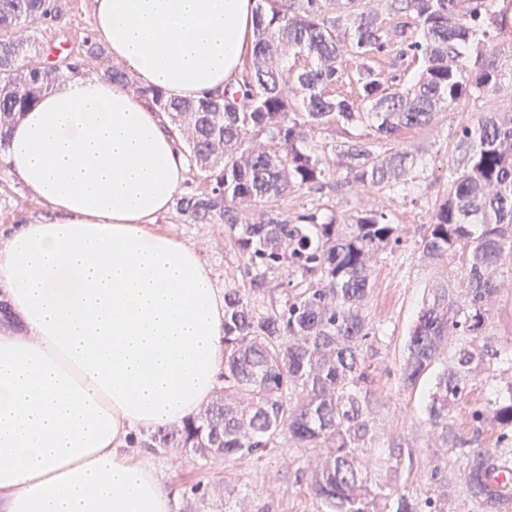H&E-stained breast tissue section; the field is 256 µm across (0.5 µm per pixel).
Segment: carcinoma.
<instances>
[{"label":"carcinoma","instance_id":"carcinoma-1","mask_svg":"<svg viewBox=\"0 0 512 512\" xmlns=\"http://www.w3.org/2000/svg\"><path fill=\"white\" fill-rule=\"evenodd\" d=\"M57 12L51 0H0V156L8 131L85 60L107 59L90 36L61 60L40 39ZM254 41L239 90L200 101L143 88L126 69L104 68L112 83L165 113L186 144L200 192L175 198L186 224H222L240 254L253 294L269 291L267 273L288 265L312 287L281 307H261L237 288L224 291V390L182 424L132 437L140 448H182L215 463L291 444L322 448L303 461L317 512H448V480L433 468V492L397 486L405 458L400 439L381 441V398L366 362L374 325L365 314L373 258L399 242L392 213L376 203L323 217L321 206L290 218L266 206L293 192L408 190L418 154L404 132L430 125L463 102L491 101L512 86L500 35L512 32V0H256ZM406 22L389 31L386 18ZM420 62L415 81L383 75L384 55ZM308 64L287 66L290 56ZM350 69L354 90L329 94ZM448 196L421 237L431 264L468 253L465 299L432 289L408 337L399 386L433 372L423 412L436 447L452 453L478 512H512V495L494 481L504 452L479 444L485 428L512 432V380L471 411L473 435L459 434L451 407L476 380L512 372V343L485 341L490 305L512 261V112L491 105L460 129L448 160Z\"/></svg>","mask_w":512,"mask_h":512}]
</instances>
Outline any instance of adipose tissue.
I'll return each mask as SVG.
<instances>
[{
	"label": "adipose tissue",
	"instance_id": "obj_1",
	"mask_svg": "<svg viewBox=\"0 0 512 512\" xmlns=\"http://www.w3.org/2000/svg\"><path fill=\"white\" fill-rule=\"evenodd\" d=\"M254 0H93L97 40L140 86L223 91ZM53 211L0 247L24 331L0 333V512H171L122 448L211 395L222 300L195 248L148 231L179 191V138L143 98L76 71L10 130L0 158Z\"/></svg>",
	"mask_w": 512,
	"mask_h": 512
}]
</instances>
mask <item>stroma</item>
<instances>
[{
  "label": "stroma",
  "mask_w": 512,
  "mask_h": 512,
  "mask_svg": "<svg viewBox=\"0 0 512 512\" xmlns=\"http://www.w3.org/2000/svg\"><path fill=\"white\" fill-rule=\"evenodd\" d=\"M56 3L58 17L43 27L44 39L54 45L66 42L78 47L82 37L91 31L92 0ZM480 110V104L470 102L408 134V143L420 149L424 158L417 172L421 196L401 198L384 191L353 189L341 198L329 191L316 198L324 215L340 218L380 202L391 210L400 226L399 244L380 252L374 263L365 309L377 328L370 364L386 404L388 433L405 440L413 450L412 459L404 463L399 483L419 495L428 489L421 474L443 464L444 459L435 448L418 393L400 389L397 379L409 332L429 288L444 279L457 298H464L466 293L462 276L466 254L458 251L449 256L447 263L430 265L423 261L419 244L424 224L429 223L448 194V158L456 141L455 132L472 122ZM49 214V206L0 162V245L22 224ZM150 230L194 246L217 288H248L249 279L243 274L246 259L231 245L223 225L185 224L172 210ZM128 454L157 471L175 497L174 512H224V492L228 489L244 497L252 512H316L308 477L298 469L300 457L306 454L302 448H272L207 466L199 465L176 448H132Z\"/></svg>",
  "instance_id": "stroma-1"
}]
</instances>
